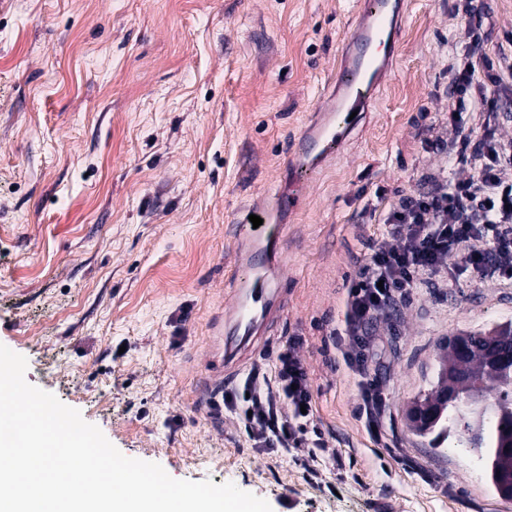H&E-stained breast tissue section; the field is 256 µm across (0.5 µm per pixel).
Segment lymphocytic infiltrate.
Instances as JSON below:
<instances>
[{
  "label": "lymphocytic infiltrate",
  "instance_id": "1",
  "mask_svg": "<svg viewBox=\"0 0 512 512\" xmlns=\"http://www.w3.org/2000/svg\"><path fill=\"white\" fill-rule=\"evenodd\" d=\"M463 42L448 57L454 136L445 150L472 172L455 181L431 173L417 191L400 196L386 218L385 237L371 246L346 284L342 335L347 343L341 353L358 378L361 410L375 437L383 410L379 384L366 378L369 330L388 321L417 288L433 285L438 277L455 282L468 273L512 283V139L498 134L512 112V54L488 56L472 27ZM490 85L495 88L491 94L486 91ZM470 110L481 112L492 131L477 144L463 117ZM460 251L463 265L450 264ZM222 402L239 416L259 450L313 456L325 447L322 439L307 436L313 400L295 344L280 351L272 368L252 370L241 387L225 390Z\"/></svg>",
  "mask_w": 512,
  "mask_h": 512
}]
</instances>
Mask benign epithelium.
Segmentation results:
<instances>
[{
  "instance_id": "benign-epithelium-1",
  "label": "benign epithelium",
  "mask_w": 512,
  "mask_h": 512,
  "mask_svg": "<svg viewBox=\"0 0 512 512\" xmlns=\"http://www.w3.org/2000/svg\"><path fill=\"white\" fill-rule=\"evenodd\" d=\"M458 353L466 357L474 351L482 352L490 368L512 382V323L507 321L482 332L462 331L448 339ZM465 374L448 372L439 367L436 378L438 390H429L424 398L410 402L404 410L407 428L419 435H426L442 420L447 419L448 406H454L465 413L473 412L470 402L461 399L459 380Z\"/></svg>"
}]
</instances>
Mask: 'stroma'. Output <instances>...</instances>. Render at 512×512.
I'll use <instances>...</instances> for the list:
<instances>
[{
  "instance_id": "1",
  "label": "stroma",
  "mask_w": 512,
  "mask_h": 512,
  "mask_svg": "<svg viewBox=\"0 0 512 512\" xmlns=\"http://www.w3.org/2000/svg\"><path fill=\"white\" fill-rule=\"evenodd\" d=\"M351 2L0 0V344L124 456L233 483L272 512H512L468 452L434 450L403 416L446 337L512 320V287L464 276L420 288L378 329L381 443L332 338L397 196L441 168L469 174L428 143L448 116V43L470 25L459 0H407L375 109L308 178L288 223V307L251 364L271 368L299 340L325 451L254 449L235 415L213 413L207 366L235 219L282 181ZM478 6L497 53L512 0Z\"/></svg>"
}]
</instances>
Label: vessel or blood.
Masks as SVG:
<instances>
[{
	"mask_svg": "<svg viewBox=\"0 0 512 512\" xmlns=\"http://www.w3.org/2000/svg\"><path fill=\"white\" fill-rule=\"evenodd\" d=\"M405 12V0H357L354 20L342 38L336 76L322 94V105L289 142L287 189L264 194L249 213L240 215L232 301L216 326L218 341L212 351L225 368L244 364L255 344L282 318L288 306L282 243L286 222L303 201L302 176L333 157L371 112L375 91L398 50ZM253 214L260 216V226L250 222Z\"/></svg>",
	"mask_w": 512,
	"mask_h": 512,
	"instance_id": "1",
	"label": "vessel or blood"
}]
</instances>
